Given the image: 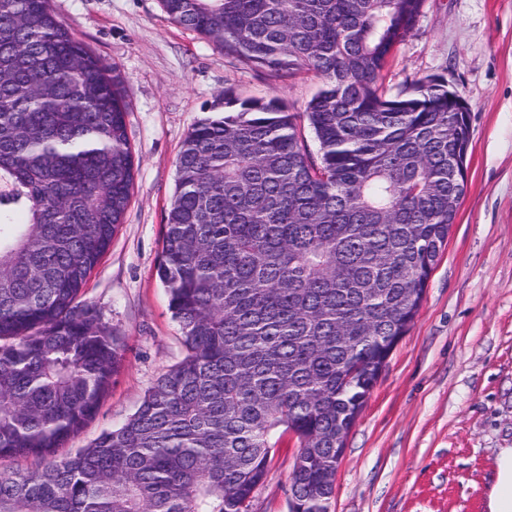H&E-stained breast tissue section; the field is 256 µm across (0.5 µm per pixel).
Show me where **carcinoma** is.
<instances>
[{
    "label": "carcinoma",
    "mask_w": 512,
    "mask_h": 512,
    "mask_svg": "<svg viewBox=\"0 0 512 512\" xmlns=\"http://www.w3.org/2000/svg\"><path fill=\"white\" fill-rule=\"evenodd\" d=\"M160 2L225 55L322 86L302 112L226 89L188 131L158 266L186 355L61 455L125 360L79 298L135 162L116 69L49 0H0V461H28L0 471V512H249L286 433L295 512H330L465 195L470 123L443 75L383 88L426 0Z\"/></svg>",
    "instance_id": "1"
}]
</instances>
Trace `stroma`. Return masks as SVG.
Returning <instances> with one entry per match:
<instances>
[{"label":"stroma","mask_w":512,"mask_h":512,"mask_svg":"<svg viewBox=\"0 0 512 512\" xmlns=\"http://www.w3.org/2000/svg\"><path fill=\"white\" fill-rule=\"evenodd\" d=\"M58 20L116 67L135 187L84 300L125 342V366L68 444L115 428L185 355L157 276L161 230L188 130L225 89L303 111L320 88L275 78L173 23L160 0H50ZM442 74L470 112L468 186L420 311L351 429L330 512H485L500 449L512 448V0H426L395 49L398 91ZM297 452L283 437L251 512H288Z\"/></svg>","instance_id":"1"}]
</instances>
